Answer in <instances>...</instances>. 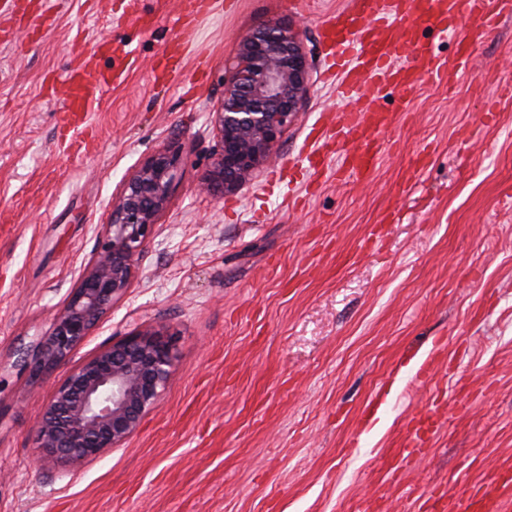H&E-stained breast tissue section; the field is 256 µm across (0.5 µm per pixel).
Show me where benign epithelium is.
Wrapping results in <instances>:
<instances>
[{
	"mask_svg": "<svg viewBox=\"0 0 512 512\" xmlns=\"http://www.w3.org/2000/svg\"><path fill=\"white\" fill-rule=\"evenodd\" d=\"M236 59L213 112L218 145L198 184L215 197L235 192L271 161L310 87L300 32L290 24L258 26L241 38ZM178 162L179 150H160L126 180L77 288L34 348L14 350L13 365L34 380L55 369L131 287L146 240L168 204ZM173 360L172 341L151 326L101 348L67 374L39 412L36 460L77 464L123 445L157 406Z\"/></svg>",
	"mask_w": 512,
	"mask_h": 512,
	"instance_id": "1",
	"label": "benign epithelium"
}]
</instances>
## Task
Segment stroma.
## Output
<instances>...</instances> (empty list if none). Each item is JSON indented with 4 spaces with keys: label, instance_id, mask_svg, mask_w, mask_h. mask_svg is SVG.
<instances>
[{
    "label": "stroma",
    "instance_id": "1",
    "mask_svg": "<svg viewBox=\"0 0 512 512\" xmlns=\"http://www.w3.org/2000/svg\"><path fill=\"white\" fill-rule=\"evenodd\" d=\"M345 2H218L181 35L184 73L162 80L179 0H0V512H358L379 493L388 512H427L430 490L467 494L512 457V109L481 121L512 84V18L454 87L385 99L399 114L368 184L324 183L313 127L344 103L318 27ZM268 21L301 28L307 103L271 166L199 193L224 73ZM88 55L114 82L73 137L52 88ZM173 142L177 178L131 288L53 372L7 364L49 331L124 181ZM145 324L175 342L159 405L99 458L36 463L34 417L66 374ZM437 343L433 385L413 386L398 360ZM461 378L467 408L392 469L407 422L447 409Z\"/></svg>",
    "mask_w": 512,
    "mask_h": 512
}]
</instances>
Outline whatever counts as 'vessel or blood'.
<instances>
[{"mask_svg":"<svg viewBox=\"0 0 512 512\" xmlns=\"http://www.w3.org/2000/svg\"><path fill=\"white\" fill-rule=\"evenodd\" d=\"M467 15L472 26L460 31L456 19ZM512 15V0H347L323 22V38L336 57V86L348 104L337 121L339 173L368 181L387 152L380 133L397 115L382 107L378 96L367 95L366 83L392 86L399 100H407L423 82L454 83L472 61L474 50L500 19ZM456 41L452 57L443 58L421 30ZM89 61L77 63L65 82L64 109L74 133H81L91 105L112 84L108 74L87 82ZM440 424L438 409L428 408L413 417L402 445L406 452L423 448L424 430ZM512 497V459L499 462L488 478L471 493L438 495L440 512H502Z\"/></svg>","mask_w":512,"mask_h":512,"instance_id":"b4317fda","label":"vessel or blood"}]
</instances>
